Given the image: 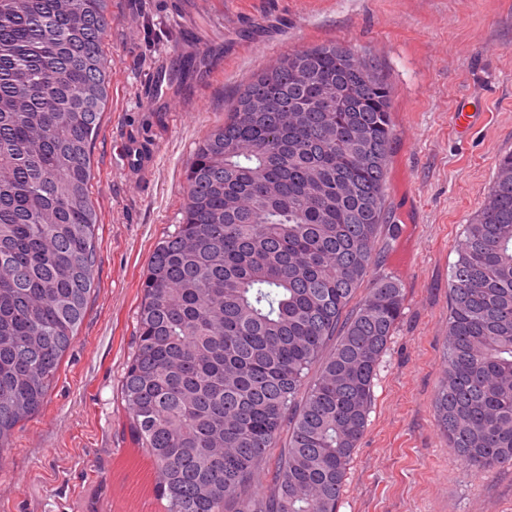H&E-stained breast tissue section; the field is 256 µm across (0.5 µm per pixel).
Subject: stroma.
<instances>
[{
	"label": "stroma",
	"instance_id": "obj_1",
	"mask_svg": "<svg viewBox=\"0 0 512 512\" xmlns=\"http://www.w3.org/2000/svg\"><path fill=\"white\" fill-rule=\"evenodd\" d=\"M110 12L92 147L96 291L40 412L0 452V512H165L159 493H137L146 456L121 397L149 257L181 218L197 144L243 85L282 54L334 41L375 58L392 87L386 205L402 233L370 277L405 290L337 512H512V467L479 475L456 461L434 405L457 243L512 152V0H112ZM186 27L223 62L198 91L173 89L144 164L126 167L118 148L149 111V73Z\"/></svg>",
	"mask_w": 512,
	"mask_h": 512
}]
</instances>
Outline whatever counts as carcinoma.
Returning <instances> with one entry per match:
<instances>
[{
  "instance_id": "carcinoma-1",
  "label": "carcinoma",
  "mask_w": 512,
  "mask_h": 512,
  "mask_svg": "<svg viewBox=\"0 0 512 512\" xmlns=\"http://www.w3.org/2000/svg\"><path fill=\"white\" fill-rule=\"evenodd\" d=\"M109 2L0 0V451L94 292ZM331 90L354 98L330 111ZM394 143L380 64L338 42L257 71L199 142L121 386L167 512H336L405 305L391 277L354 301L380 263ZM457 254L434 402L482 475L512 466V153Z\"/></svg>"
}]
</instances>
